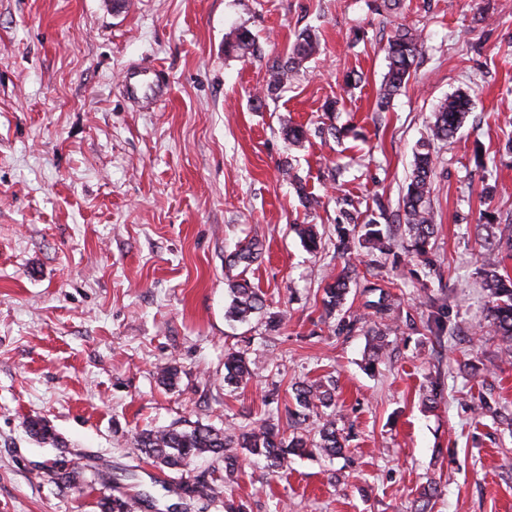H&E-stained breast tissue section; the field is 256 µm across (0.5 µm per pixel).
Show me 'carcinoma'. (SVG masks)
I'll return each mask as SVG.
<instances>
[{"label":"carcinoma","instance_id":"carcinoma-1","mask_svg":"<svg viewBox=\"0 0 512 512\" xmlns=\"http://www.w3.org/2000/svg\"><path fill=\"white\" fill-rule=\"evenodd\" d=\"M424 47L421 35L412 29H399L386 47L388 70L379 89L380 104L390 102L410 79L417 56ZM227 51L242 57L256 53L255 40L244 30L232 32L226 41ZM319 50L315 30L303 29L292 44L284 61L273 63L268 68V80L263 92L255 96L260 103L263 99L277 94L299 69L300 64ZM473 100L470 94L458 91L449 95L436 108L429 126V137L418 143L414 152L411 173L402 198V223L409 237L408 252L428 260V247L435 234L434 212L431 203L432 178L436 169V156L432 142L453 139L466 115L471 112ZM485 227L490 237L486 239L491 251L512 254V228L496 225L494 219L486 217ZM337 255L349 258L359 247H366L381 254L392 248V239L379 228L377 219L371 217L360 221V216L351 210L340 209V221L336 224ZM263 251L262 243L254 239L240 246L230 255L235 266L248 268L253 265ZM482 287L489 298L488 321L490 333L502 341V353L512 358V277L503 275L495 265L479 269ZM352 270L331 278L323 288L322 302L328 314L340 312L338 326L343 330H353L362 320L358 314L343 310L349 293ZM232 302L227 317L243 321L263 309V300L258 289L245 280L229 283ZM386 352L382 337L373 335L368 339L365 368L371 370ZM251 375L245 353L231 351L224 355V383L240 385ZM296 402L293 411L295 422L302 426L310 414L322 408H331L334 403V387L321 381H298L292 384ZM28 432L37 440L56 442L57 437L48 422L40 417L25 420ZM137 448L153 463L175 472L188 469L194 460L204 454L224 459V472L234 474L239 467L237 449L244 448L250 454L260 456L268 462V467L280 469L288 464L292 456H312L314 454L341 457L345 453L343 438L336 429L334 415H328L317 431V437L299 432L290 439L280 435L278 428L267 421H254L238 436L233 437L208 425H195L189 429L146 430L136 439Z\"/></svg>","mask_w":512,"mask_h":512}]
</instances>
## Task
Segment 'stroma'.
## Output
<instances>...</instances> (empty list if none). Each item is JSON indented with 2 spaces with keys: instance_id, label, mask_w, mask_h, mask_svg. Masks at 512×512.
<instances>
[{
  "instance_id": "obj_1",
  "label": "stroma",
  "mask_w": 512,
  "mask_h": 512,
  "mask_svg": "<svg viewBox=\"0 0 512 512\" xmlns=\"http://www.w3.org/2000/svg\"><path fill=\"white\" fill-rule=\"evenodd\" d=\"M372 2L131 0L115 13L106 0H0V512H102L107 496L138 499L139 512H225L228 500L245 512H411L430 481L433 512H512V432L479 408L512 413V363L487 333L476 275L489 263L512 275V257L481 245L485 212L512 222V0H401L390 13ZM308 26L318 55L256 104L268 65ZM401 27L421 30L424 47L382 110L384 48ZM238 29L255 36L258 57L226 50ZM148 65L169 83L152 110L122 89L124 72ZM459 89L473 109L434 145L427 267L408 255L396 216L413 151ZM288 123L306 129L301 145L285 140ZM335 126L350 132L334 137ZM287 161L319 206L283 177ZM485 177L498 183L490 200ZM345 197L383 212L390 254L336 255ZM298 224L317 230L315 250ZM252 239L260 260L229 266ZM347 265V305L366 316L349 333L322 305L328 277ZM242 275L265 304L245 323L225 316L228 282ZM375 288L391 303L380 317L366 308ZM271 313L284 316L275 332ZM440 313L448 331L437 339ZM375 331L389 346L368 374ZM232 350L252 372L237 388L224 383ZM169 365L178 380L167 388L156 371ZM327 379L345 457H295L274 473L243 450L228 478L214 456L173 474L137 448L141 430L199 423L236 434L262 418L292 435V384ZM36 415L59 445L29 435ZM62 457L77 485L53 478ZM216 477L213 499L183 490Z\"/></svg>"
}]
</instances>
